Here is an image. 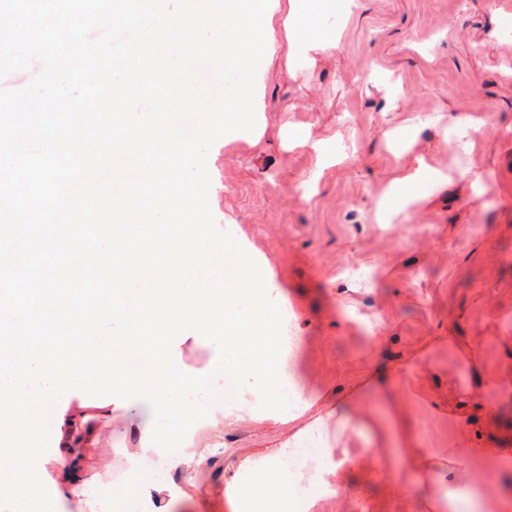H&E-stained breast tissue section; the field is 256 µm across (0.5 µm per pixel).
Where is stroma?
Masks as SVG:
<instances>
[{"instance_id":"1","label":"stroma","mask_w":512,"mask_h":512,"mask_svg":"<svg viewBox=\"0 0 512 512\" xmlns=\"http://www.w3.org/2000/svg\"><path fill=\"white\" fill-rule=\"evenodd\" d=\"M512 0H353L328 12L337 48L304 56L275 33L253 131L209 151L224 184L215 221L258 265L270 266L304 338L302 370L330 400L323 430L355 456L342 490L317 512H442L418 465L419 448L447 484L452 448L512 444V392L486 382L512 359ZM436 122L420 125V118ZM442 181L396 200L376 221L394 177L419 162ZM476 163L479 182L459 172ZM491 395L497 415L482 407ZM234 428L200 430L212 446L191 472L168 470L169 512H227L224 476L262 465L287 428L267 421L249 393L227 401ZM404 420L418 448L400 447ZM152 452L138 449L120 415L86 462L112 486L109 512L143 480ZM492 491L461 512H512L507 472L480 463ZM404 475L405 488L393 486Z\"/></svg>"}]
</instances>
